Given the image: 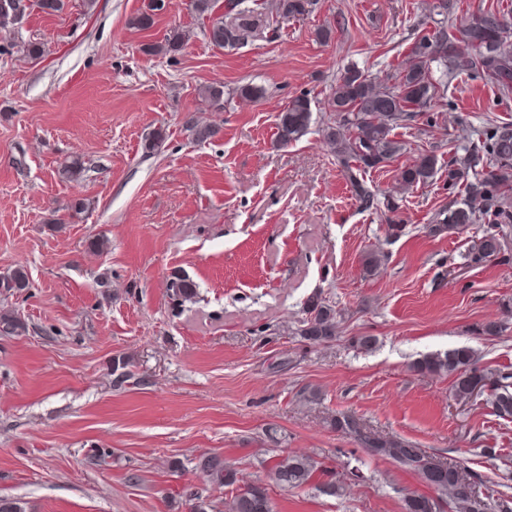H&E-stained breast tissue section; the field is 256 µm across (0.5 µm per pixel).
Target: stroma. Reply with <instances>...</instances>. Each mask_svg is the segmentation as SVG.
I'll list each match as a JSON object with an SVG mask.
<instances>
[{"label": "stroma", "instance_id": "35a3bbf8", "mask_svg": "<svg viewBox=\"0 0 512 512\" xmlns=\"http://www.w3.org/2000/svg\"><path fill=\"white\" fill-rule=\"evenodd\" d=\"M147 2L65 0L0 30V275L21 263L30 279L23 293L0 290V312L26 326L0 335V497L26 512H190V493L222 498L194 467L201 454H222L246 482L297 455L320 467L302 487L270 486L274 512H402L427 485L331 427L352 413L457 462L512 508V419L456 403L452 377L414 368L466 345L488 368L512 369V262L450 271L482 224L463 236L427 226L463 194L439 175L396 193L420 154L447 161L489 124L512 123V94L449 80L437 123L396 129L401 155L365 176L377 196L397 195V210L367 209L321 142L326 99L350 66L393 85L428 0H318L236 51L207 42L210 21L189 0L132 27ZM178 27L191 33L182 51L144 54ZM30 42L40 57L24 52ZM210 84L224 87L223 111L200 94ZM244 85L261 96H239ZM302 92L310 132L277 146V116ZM191 116L218 134L193 141ZM159 128L167 138L146 154ZM73 156L84 177L62 182L56 170ZM394 221L405 226L396 238ZM96 239L107 248L93 250ZM378 249L389 262L367 275ZM175 272L197 283V302L170 300ZM317 292L338 328L309 347L296 330ZM491 320L502 335L478 334ZM362 335L376 337L372 349L353 346ZM118 357L133 374L120 388Z\"/></svg>", "mask_w": 512, "mask_h": 512}]
</instances>
